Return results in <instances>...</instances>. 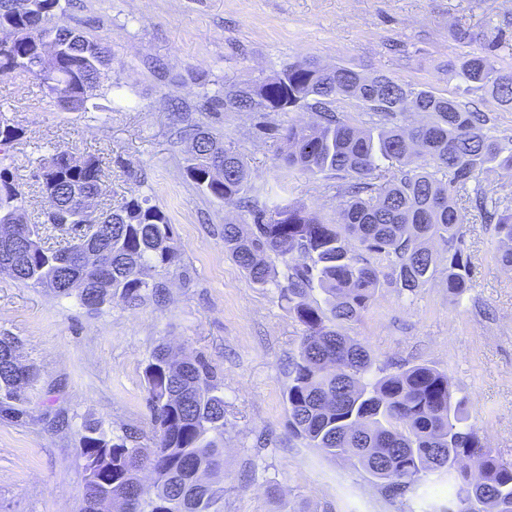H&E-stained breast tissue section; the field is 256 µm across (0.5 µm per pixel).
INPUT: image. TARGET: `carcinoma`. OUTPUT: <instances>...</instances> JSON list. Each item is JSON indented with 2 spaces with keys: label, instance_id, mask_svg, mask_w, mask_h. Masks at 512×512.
I'll return each mask as SVG.
<instances>
[{
  "label": "carcinoma",
  "instance_id": "obj_1",
  "mask_svg": "<svg viewBox=\"0 0 512 512\" xmlns=\"http://www.w3.org/2000/svg\"><path fill=\"white\" fill-rule=\"evenodd\" d=\"M60 0H0V30L13 36L0 52V75L38 78L46 40L58 48L52 75L41 78L65 112L97 107L112 56L98 37L55 20ZM453 39L470 51L448 62V81L467 92L490 95L512 108V70L498 65V43L477 42L457 27ZM355 101L367 119L357 126L335 104ZM229 107L239 112L306 109L316 119L276 134L287 145L279 166L290 174L336 178L340 199L336 224L323 223L305 205L270 208L260 200L247 162L232 144L209 129L192 135L186 177L204 194L231 201L247 212L251 232L224 225V251L250 281L265 288L276 281L275 263L287 269L281 298L303 326L286 394L292 433L331 457L355 459L384 487L403 496L432 475L445 474L466 512H512V462L488 448L466 424V400L456 397L448 374L421 363L389 372L343 324L358 322L379 289L410 293L434 276L436 257L426 243L448 244V294L472 288L470 254L463 224L468 205L499 243L495 260L512 269V196L486 188L490 169L512 173V140L496 134L485 112L453 96L412 90L392 78L364 77L344 66L314 62L289 66L272 78L230 92L205 95L201 108L212 117ZM423 120L406 123V114ZM24 135L0 110V146ZM48 208L28 230L29 245L13 251L0 232V263L16 267L14 279L58 297L76 296L99 310L116 301L143 302L163 296V271L181 262V249L164 211L135 195L102 210L103 233L82 230L65 245H49L47 224H79L72 193L103 195L99 160L80 168L54 150L35 159ZM26 219L24 196L9 167H0V227ZM101 252L97 270L71 265L79 250ZM318 290L323 303L305 297ZM38 367L20 362L19 344L0 335V412L23 413L24 388L39 379ZM151 435L130 429L117 441L84 425L80 459L90 463L81 512H211L224 487L205 480L223 470L225 402L210 368L167 345L157 346L143 370Z\"/></svg>",
  "mask_w": 512,
  "mask_h": 512
}]
</instances>
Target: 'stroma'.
<instances>
[{
	"label": "stroma",
	"mask_w": 512,
	"mask_h": 512,
	"mask_svg": "<svg viewBox=\"0 0 512 512\" xmlns=\"http://www.w3.org/2000/svg\"><path fill=\"white\" fill-rule=\"evenodd\" d=\"M64 23L102 39L112 54L100 110L61 111L32 78L0 75V109L24 137L0 150L25 192L29 221L46 209L38 147L99 158L108 195L150 199L169 216L182 249L163 276L167 300L115 302L99 311L0 273V334L14 336L40 379L26 414L0 413V512H80L82 426L107 437L149 430L143 369L160 343L202 358L224 392V496L217 512H443L452 495L435 478L418 493L386 492L350 460L309 446L288 426V370L303 327L275 286L253 285L224 251V224L247 216L202 194L186 177V125L210 127L245 157L268 205L302 203L327 224L339 200L318 180L275 164L283 143L266 134L313 121L308 110L201 111L204 94L255 83L310 59L384 74L415 89L468 96L448 79L461 52L455 27L481 41L503 37L512 68V0H63ZM474 286L448 294V247L434 241L437 271L424 288L380 289L348 325L378 366L425 362L445 371L487 446L512 461V271L496 243L467 223Z\"/></svg>",
	"instance_id": "stroma-1"
}]
</instances>
